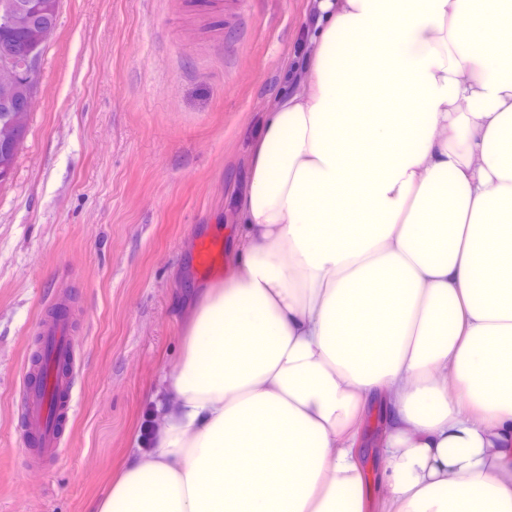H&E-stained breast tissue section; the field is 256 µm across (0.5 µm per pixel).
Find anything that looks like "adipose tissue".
Returning <instances> with one entry per match:
<instances>
[{"instance_id": "1", "label": "adipose tissue", "mask_w": 512, "mask_h": 512, "mask_svg": "<svg viewBox=\"0 0 512 512\" xmlns=\"http://www.w3.org/2000/svg\"><path fill=\"white\" fill-rule=\"evenodd\" d=\"M152 448L93 512H512V0H320ZM380 407H375L366 417L365 423V441L367 448V455L363 462V468L368 476L367 482L365 483V494L371 497L372 502L378 500L380 496V489L375 479V473L377 470V463L373 455V447L376 446L378 436L374 435L381 427L379 412Z\"/></svg>"}]
</instances>
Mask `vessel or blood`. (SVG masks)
Masks as SVG:
<instances>
[{"instance_id": "b4317fda", "label": "vessel or blood", "mask_w": 512, "mask_h": 512, "mask_svg": "<svg viewBox=\"0 0 512 512\" xmlns=\"http://www.w3.org/2000/svg\"><path fill=\"white\" fill-rule=\"evenodd\" d=\"M224 254L221 239L199 238L195 262L201 274H217ZM36 349L40 356L28 362L22 380L23 423L28 444L42 461L60 456L75 385L76 338L72 321L57 314L38 327Z\"/></svg>"}]
</instances>
